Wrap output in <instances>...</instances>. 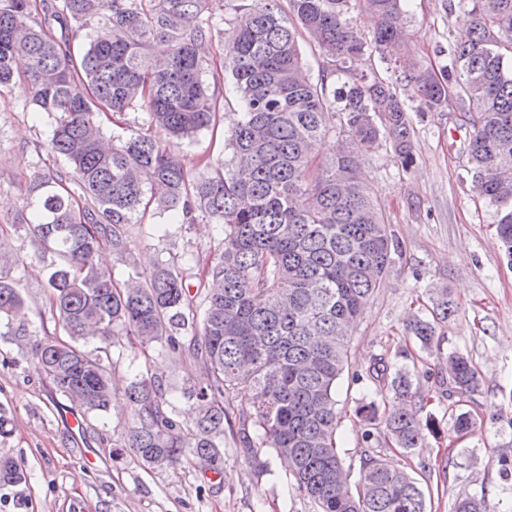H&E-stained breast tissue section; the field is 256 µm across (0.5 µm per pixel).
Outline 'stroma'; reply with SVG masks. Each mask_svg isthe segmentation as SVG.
I'll return each instance as SVG.
<instances>
[{
  "instance_id": "stroma-1",
  "label": "stroma",
  "mask_w": 512,
  "mask_h": 512,
  "mask_svg": "<svg viewBox=\"0 0 512 512\" xmlns=\"http://www.w3.org/2000/svg\"><path fill=\"white\" fill-rule=\"evenodd\" d=\"M470 9L469 0H408L409 46L423 64H447L437 50L465 32ZM239 117L237 108L219 110L214 130L178 144L190 178L203 172L206 161L223 158L224 136ZM471 122L470 113L452 104L414 117L415 161L407 169L386 147L359 158L399 252L348 336L347 364L336 382V442L351 477H358L369 454L412 474L425 492L426 512H454L456 500L481 494L490 512H512V477L504 478L500 465L501 459L512 460V260L497 239L495 206L473 189L463 148ZM52 125L51 115L36 114L26 79L0 94V247L13 256L36 249L21 222L29 214L30 176L66 167L45 149ZM223 237L220 225L205 220L172 224L149 214L133 226L131 246L141 266L169 262L201 287L203 266ZM12 275L39 336L62 338L46 266H18ZM439 288L448 289L457 309L427 350L407 333L406 323L427 313ZM452 352L468 355L478 371L479 388L463 402L450 392L445 362ZM112 357L124 377L136 371L156 377L179 420L189 407L184 388L206 377L201 361L157 344L134 348L124 336ZM380 357L409 371L419 416L434 417L437 432L426 447L406 451L380 436L363 439L355 403L365 392L363 374ZM252 405L253 394L245 389L230 403L234 425L224 430L221 477L211 478L209 467L193 457L147 467L114 453L131 422L124 400L71 428L66 414L72 404L19 356L10 337L0 335V413L10 429L0 438V455L15 459L26 475L18 485L0 486V512H319L273 449L254 450L240 441L236 424ZM461 406L474 425L459 438L452 425Z\"/></svg>"
}]
</instances>
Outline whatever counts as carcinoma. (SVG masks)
<instances>
[{"label":"carcinoma","instance_id":"obj_1","mask_svg":"<svg viewBox=\"0 0 512 512\" xmlns=\"http://www.w3.org/2000/svg\"><path fill=\"white\" fill-rule=\"evenodd\" d=\"M369 16L366 33L347 17L350 2ZM471 28L449 50L440 71L405 50V0H250L232 18L215 19L210 0H0V88L13 63L26 60L32 103L54 116L47 151L66 162L55 175L33 174L23 219L36 251L0 262V322L83 415L107 411L116 393L110 355L120 334L141 345L182 346L204 364L209 380L185 390L195 418L175 419L162 385L134 377L124 396L132 413L122 451L149 467L179 463L186 453L213 469L224 463V420L230 394L250 387L258 445L288 458L297 489L321 512H425L415 478L368 455L351 483L336 447V380L351 325L392 262L395 242L357 157L389 147L403 168L414 162L413 126L404 92L424 112L454 97L475 114L463 142L477 194L497 207V234L512 258V0H472ZM221 77L200 48L224 36ZM88 45L75 49L85 28ZM307 39L326 67L314 80L300 50ZM167 43L166 66L150 53ZM391 75L357 71L362 57L388 61ZM236 104L222 162H205L190 181L175 142L208 128L220 107ZM148 114L147 129L107 144L101 114ZM347 134L329 159L316 147L329 133ZM154 205L174 224L205 219L224 228L222 249L207 264L203 315L193 285L160 261L150 269L133 256L130 226ZM104 247L124 260L115 279L96 257ZM45 263L49 300L68 342L39 338L11 277L15 265ZM454 312L444 288L430 315L408 331L433 345ZM94 344L87 351L84 346ZM454 391L478 389L472 361L447 357ZM355 410L370 439L382 429L397 448L423 447L434 432L414 410L409 373L379 358L365 377ZM247 423L240 436L251 442ZM24 480L0 457V485ZM455 512H487L485 499L459 500Z\"/></svg>","mask_w":512,"mask_h":512}]
</instances>
